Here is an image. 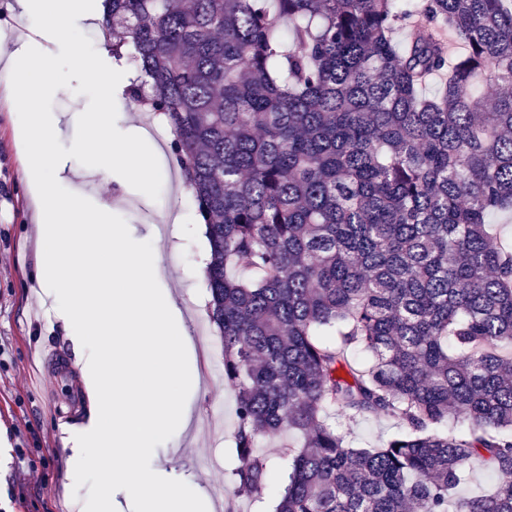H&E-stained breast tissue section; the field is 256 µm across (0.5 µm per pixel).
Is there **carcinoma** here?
Here are the masks:
<instances>
[{
  "instance_id": "obj_1",
  "label": "carcinoma",
  "mask_w": 512,
  "mask_h": 512,
  "mask_svg": "<svg viewBox=\"0 0 512 512\" xmlns=\"http://www.w3.org/2000/svg\"><path fill=\"white\" fill-rule=\"evenodd\" d=\"M394 2L104 0L99 21L205 225L235 495L265 494L260 438L297 437L275 512H512V482L458 497L476 465L512 475V251L489 228L512 214V0ZM334 410L402 432L355 448Z\"/></svg>"
}]
</instances>
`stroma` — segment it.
I'll return each instance as SVG.
<instances>
[{"instance_id":"35a3bbf8","label":"stroma","mask_w":512,"mask_h":512,"mask_svg":"<svg viewBox=\"0 0 512 512\" xmlns=\"http://www.w3.org/2000/svg\"><path fill=\"white\" fill-rule=\"evenodd\" d=\"M78 85L71 80L53 99L52 116L66 148L74 140V119L89 102L88 96L75 94ZM115 101L117 128L144 134L145 123H152L150 114L125 95ZM18 122L15 106L0 91V512H84L89 489L74 485L78 455L69 439L88 425L92 413L82 372L86 353L75 348L38 289L36 210L15 139ZM152 125L154 136L148 144L156 149L162 173L159 200L149 199L119 176L102 181L70 158L65 161L64 186L96 204L115 201V214L129 226L153 225L151 242L163 283L193 335L198 384L186 401L191 423L159 445V460L175 474L189 476L192 484L223 486L224 496L214 500L213 512H226L230 501L236 512H273L288 468L283 454L288 438L279 435L260 443L275 476L263 499L235 497V392L224 379L220 338L208 318L209 295L199 272L205 227L196 218L190 193L171 186L175 162L166 148L170 129ZM166 207L177 210L176 223L159 224ZM336 424L357 447L378 444L397 430L396 422L384 417L340 415Z\"/></svg>"}]
</instances>
